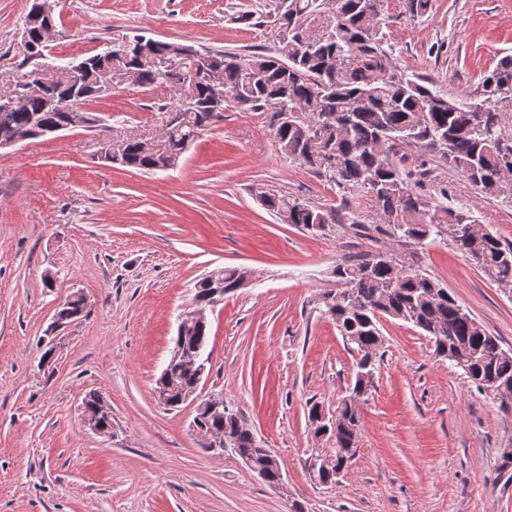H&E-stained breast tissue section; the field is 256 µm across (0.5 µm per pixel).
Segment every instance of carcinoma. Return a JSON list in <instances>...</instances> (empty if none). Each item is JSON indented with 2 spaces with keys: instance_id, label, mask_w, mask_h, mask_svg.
Wrapping results in <instances>:
<instances>
[{
  "instance_id": "obj_1",
  "label": "carcinoma",
  "mask_w": 512,
  "mask_h": 512,
  "mask_svg": "<svg viewBox=\"0 0 512 512\" xmlns=\"http://www.w3.org/2000/svg\"><path fill=\"white\" fill-rule=\"evenodd\" d=\"M384 2L278 0L282 38L277 54H214L224 84L219 103L213 102L209 89H197L192 125L171 122L156 152L146 151L138 137L126 138L117 163L145 172L168 169L170 161L179 160L198 134L221 117L229 98L244 110L269 112L279 152L286 158L316 174H329L340 189H366L390 237L421 246L447 237L497 282L511 284L512 244L502 242L467 211L430 207L412 189L411 176L427 173L424 151L481 192L494 197L504 193V178L512 176V139L502 133L496 104L512 102V55L497 61L474 94L450 99L433 82L391 65L380 27ZM398 8L402 14L423 16L432 0H398ZM126 39L143 43L151 53L180 46L144 35L112 39V48L80 59L83 70L65 67L59 91L34 93L17 109L0 105V137L32 126L40 127L34 137H41L43 130L73 115L83 127L100 128V118L79 110V105L107 95L97 85L98 69L104 66L138 70L147 88L161 82L153 68L138 64L136 51L122 52ZM258 197L284 223L311 233L340 224L344 217L336 208L276 192L260 191ZM246 273L243 267L225 266L213 270L211 278L201 277L194 285V307L208 305L212 281L233 293ZM335 274L341 289L322 293L320 312L336 323L348 350L361 357L348 389L368 392L373 387L384 346L378 314L422 330L434 353L476 387L493 392L512 383V351L503 349L417 262L405 266L391 257L367 254L337 264ZM85 316L82 299L73 297L57 308L55 322L68 325ZM193 380L191 373L176 367L164 372L163 382L175 385L169 407H177L179 391ZM336 409L347 426L328 433L332 448L327 458L339 466L357 452L353 429L360 423V411L345 396ZM202 426L277 477V465L265 449L253 447L252 430L239 412L206 416Z\"/></svg>"
}]
</instances>
